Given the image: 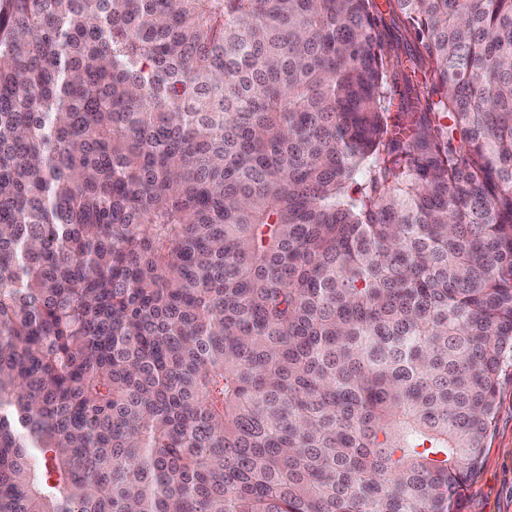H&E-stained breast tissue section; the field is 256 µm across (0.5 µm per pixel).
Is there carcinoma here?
I'll list each match as a JSON object with an SVG mask.
<instances>
[{
    "label": "carcinoma",
    "mask_w": 512,
    "mask_h": 512,
    "mask_svg": "<svg viewBox=\"0 0 512 512\" xmlns=\"http://www.w3.org/2000/svg\"><path fill=\"white\" fill-rule=\"evenodd\" d=\"M0 0V512H457L512 370V0ZM375 1L381 6L382 17L385 20L383 27L385 33L384 51H388V55H391L394 59L398 55L401 61L413 57L415 53H417V44L413 38L409 35L401 22L397 21L396 24L392 22L391 15L386 6L387 0Z\"/></svg>",
    "instance_id": "carcinoma-1"
}]
</instances>
